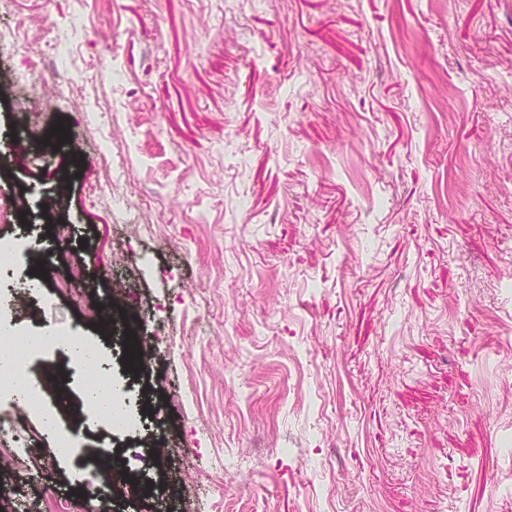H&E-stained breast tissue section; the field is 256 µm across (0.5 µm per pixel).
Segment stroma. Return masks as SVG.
Segmentation results:
<instances>
[{
	"label": "stroma",
	"mask_w": 512,
	"mask_h": 512,
	"mask_svg": "<svg viewBox=\"0 0 512 512\" xmlns=\"http://www.w3.org/2000/svg\"><path fill=\"white\" fill-rule=\"evenodd\" d=\"M0 31V144L69 138L0 161V345L96 340L143 417L116 451H170L166 510L91 512H512V0H0ZM58 77L82 111L39 100ZM44 251L135 318L140 373ZM0 416V512L77 490L97 427Z\"/></svg>",
	"instance_id": "stroma-1"
}]
</instances>
